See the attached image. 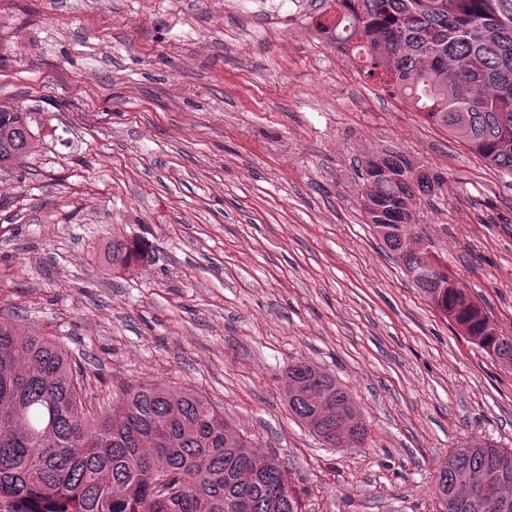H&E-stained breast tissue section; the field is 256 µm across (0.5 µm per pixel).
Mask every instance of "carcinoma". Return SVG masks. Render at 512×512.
<instances>
[{"mask_svg":"<svg viewBox=\"0 0 512 512\" xmlns=\"http://www.w3.org/2000/svg\"><path fill=\"white\" fill-rule=\"evenodd\" d=\"M318 31L364 56L384 91L512 175V0H332ZM30 113L0 103V166L39 148ZM366 160L363 208L388 253L428 302L512 368V335L488 307L454 288L447 266L409 236L405 200L431 191L411 181L412 163L387 151ZM140 244L114 237L105 267L125 273ZM94 375L56 340L0 321V512H302L276 457H260L209 400L188 387L152 381L124 388L108 412ZM291 414L330 448L365 441L368 428L349 392L306 362L288 366ZM436 488L454 512H512V451L473 440L448 455Z\"/></svg>","mask_w":512,"mask_h":512,"instance_id":"obj_1","label":"carcinoma"}]
</instances>
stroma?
Instances as JSON below:
<instances>
[{
    "label": "stroma",
    "mask_w": 512,
    "mask_h": 512,
    "mask_svg": "<svg viewBox=\"0 0 512 512\" xmlns=\"http://www.w3.org/2000/svg\"><path fill=\"white\" fill-rule=\"evenodd\" d=\"M323 0H0V101L34 153L0 170V320L62 342L104 399L163 381L277 456L303 512H442L456 448L512 449V369L422 297L362 210L366 159L433 180L415 220L512 334V177L320 34ZM138 267L106 272L114 236ZM336 376L369 435L337 450L285 371Z\"/></svg>",
    "instance_id": "35a3bbf8"
}]
</instances>
